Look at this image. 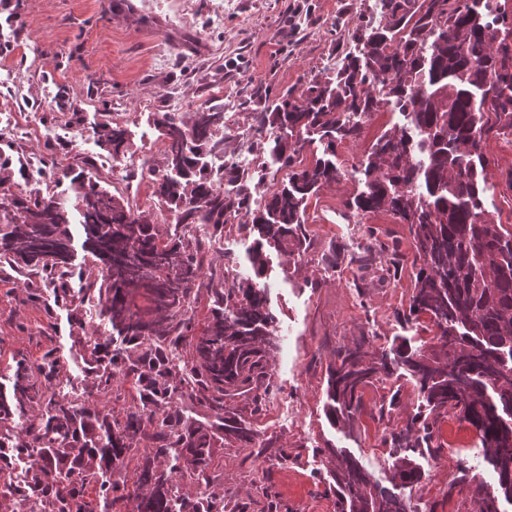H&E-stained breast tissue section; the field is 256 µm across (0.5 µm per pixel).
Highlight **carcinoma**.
I'll return each mask as SVG.
<instances>
[{"label":"carcinoma","mask_w":512,"mask_h":512,"mask_svg":"<svg viewBox=\"0 0 512 512\" xmlns=\"http://www.w3.org/2000/svg\"><path fill=\"white\" fill-rule=\"evenodd\" d=\"M378 7L384 25H361L354 49L332 73L311 77L300 94L285 93L259 113L251 146L268 159L246 175L237 161L224 162L223 178L235 192L211 177L208 162L224 155V108L201 106L188 122L177 112L162 115L165 163L152 188L175 224L132 214L84 168L55 180L57 187L69 180L71 207L57 192L0 197L4 214L27 217L0 225V282L26 274V301L42 310L49 331L55 309H67L72 349L90 382L81 400L51 391L63 369L54 346L33 361L13 357L9 376L0 375V496L11 512H114L132 497L138 512H224V495L208 492L210 449L226 436L246 448L257 438L251 418L225 400L246 397L259 412L279 338L261 289L226 285L211 243L236 220L257 233L248 260L259 277L265 247L290 257L306 252L307 202L340 176L337 144L359 138L362 117L387 105L402 123L360 161L364 189L345 206L358 214L386 211L408 225L419 269L404 319L427 315L436 332L414 351L376 354L364 337L338 350L327 369L325 414L333 424H352L364 387L402 366L425 404L383 443L432 448L438 418L452 414L478 431L498 476L497 485L472 489L480 512H500L501 498L512 502V232L485 208L494 190L486 175L490 133L512 136V19L499 0H378ZM266 126L283 134L270 144L262 137ZM96 133L113 160L125 155L124 127L104 122ZM315 141L323 156L297 163ZM273 166L286 180L253 209L247 182L265 184ZM195 224L206 225L208 236L183 232ZM74 225L100 269L75 263ZM355 261L385 281L401 258L383 257L371 240ZM205 278L210 316L197 336L188 307ZM137 289L149 294L154 318L132 311L128 298ZM90 302L126 348L87 333ZM180 349L189 357H176ZM129 377L136 405L118 422L98 405ZM190 406L206 409L207 421L187 416ZM141 440L150 443L149 454L130 488L121 472ZM329 453L338 512H402L405 499L373 483L357 460L341 449ZM28 459L36 460L30 479L13 483L14 466ZM161 461L167 469L158 468ZM394 467L404 482L421 478L406 456ZM177 476L206 492L174 495Z\"/></svg>","instance_id":"obj_1"}]
</instances>
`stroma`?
<instances>
[{"mask_svg":"<svg viewBox=\"0 0 512 512\" xmlns=\"http://www.w3.org/2000/svg\"><path fill=\"white\" fill-rule=\"evenodd\" d=\"M137 11L117 13L115 0H0V42L14 48L0 58V121L35 116L39 134L19 138L0 130V156L46 155L81 167L127 196L113 179L107 152L96 144L94 127L111 121L127 128L128 157L150 150L162 165L164 143L156 121L166 112L190 115L215 103L224 107V148L244 158L265 103L300 90L311 76L332 68L359 18L375 15L376 0H133ZM389 108L363 116L359 139L336 147L342 174L324 185L307 205L305 226L311 247L287 259L267 249L263 282L277 318L281 348L270 361L272 381L254 419L255 445L228 440L213 449L217 480L228 512H337L336 489L326 449H345L385 487H393L394 449L383 434L403 426L420 403L410 375L373 382L353 426L332 425L324 412L326 367L337 351L359 336L381 351L415 347L432 338L428 316L399 320L412 295L415 270L406 224L379 211L349 216L344 203L360 189L352 170L372 142L399 122ZM487 179L496 191L488 209L512 229V142L491 139ZM227 243L215 255L234 280L254 279L237 225L225 228ZM397 247L404 262L396 280L361 285L350 258L368 237ZM335 252V266L323 257ZM57 333L45 338L42 312L25 303L19 287L0 282V368L21 353L38 357L53 343L66 355L61 381L85 386L83 364L69 355L65 311ZM397 398L386 419L376 405ZM436 451L413 454L419 484L405 488L413 512H475L466 487L454 484L459 467L492 485L496 475L477 444L475 429L456 417L436 428Z\"/></svg>","mask_w":512,"mask_h":512,"instance_id":"35a3bbf8","label":"stroma"}]
</instances>
